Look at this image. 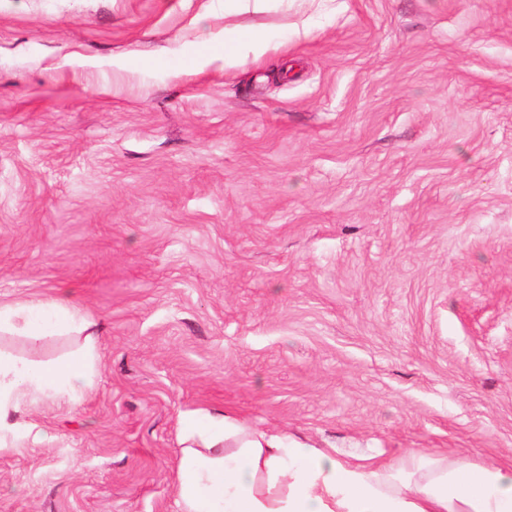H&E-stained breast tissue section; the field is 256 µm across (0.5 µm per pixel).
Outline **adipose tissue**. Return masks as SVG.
<instances>
[{
  "label": "adipose tissue",
  "mask_w": 512,
  "mask_h": 512,
  "mask_svg": "<svg viewBox=\"0 0 512 512\" xmlns=\"http://www.w3.org/2000/svg\"><path fill=\"white\" fill-rule=\"evenodd\" d=\"M93 325L60 290L0 305V333L37 341L82 336L71 355L41 363L0 351V438L18 435L27 402H79L98 374ZM174 481L179 512H512V464L478 465L408 452L389 461L346 458L242 426L228 411L180 421Z\"/></svg>",
  "instance_id": "1"
}]
</instances>
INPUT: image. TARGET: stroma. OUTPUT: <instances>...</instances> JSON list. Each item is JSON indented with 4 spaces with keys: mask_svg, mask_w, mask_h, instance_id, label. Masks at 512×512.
I'll use <instances>...</instances> for the list:
<instances>
[{
    "mask_svg": "<svg viewBox=\"0 0 512 512\" xmlns=\"http://www.w3.org/2000/svg\"><path fill=\"white\" fill-rule=\"evenodd\" d=\"M59 288L96 387L25 407L0 512H178L214 408L512 463V0H0V304ZM243 43H248L253 51L266 53L274 48L273 42L261 29H253L248 32L235 29L224 30V59L231 60L237 56L238 49Z\"/></svg>",
    "mask_w": 512,
    "mask_h": 512,
    "instance_id": "1",
    "label": "stroma"
}]
</instances>
